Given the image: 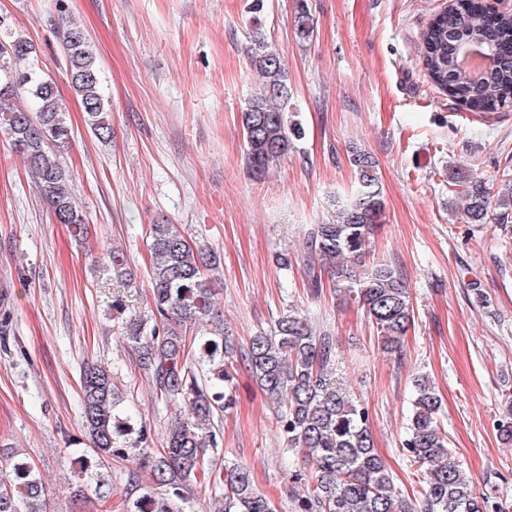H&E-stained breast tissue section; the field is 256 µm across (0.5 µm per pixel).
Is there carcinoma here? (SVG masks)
Segmentation results:
<instances>
[{
  "label": "carcinoma",
  "instance_id": "obj_1",
  "mask_svg": "<svg viewBox=\"0 0 512 512\" xmlns=\"http://www.w3.org/2000/svg\"><path fill=\"white\" fill-rule=\"evenodd\" d=\"M253 0L250 69L258 89L241 114L244 157L257 179L288 154L302 135L288 98V71L280 52L263 34ZM293 28L310 40L313 22L308 0H296ZM480 45L491 65L475 77L461 64L466 48ZM67 75L97 138H112L110 104L93 46L83 30L66 21L63 36ZM424 67L432 82L477 115L512 109V14L489 21L475 7L450 5L422 33ZM0 131L33 173L41 197L57 223L77 239L87 232V216L73 197L63 154L71 139L55 82L39 67L33 44L0 17ZM357 187L336 222L318 224L309 234L311 255L304 273L311 293L323 289L327 274L336 295L363 309L376 331L377 344L397 352L415 318L405 278L382 261L366 265L371 236L384 223L385 203L376 162L353 148ZM464 200L469 224H485L494 211L512 209V182L497 190L462 173L450 177ZM149 300L112 298V331L137 352L136 366L157 401L181 402L186 413L168 421L162 448H149L151 428L123 407L120 390L104 366L86 363L80 371L84 436L96 461L77 475L75 496L106 502L112 482L103 468L130 460L121 490L123 512H189L195 491L204 490L218 512H276L255 487L250 469L223 458L222 419L234 404L237 363L247 364L276 413V426L289 450L311 466L307 478L290 481L296 512H512L479 493L460 465L449 458L448 437L439 422L441 397L427 376L414 380V396L403 448L418 466L421 510L394 487L385 461L375 450L367 407L335 378L334 338L317 331L299 313L278 319L273 330L259 331L237 347L216 310L217 259L191 246L178 224H150ZM100 268L110 280L134 288L124 254L108 250ZM500 441L512 446V394L498 420ZM146 472L152 484L139 473ZM0 512H47L46 488L31 463L13 460L0 466Z\"/></svg>",
  "mask_w": 512,
  "mask_h": 512
}]
</instances>
